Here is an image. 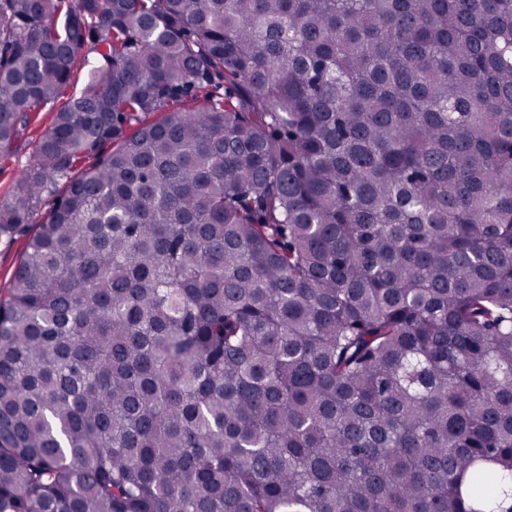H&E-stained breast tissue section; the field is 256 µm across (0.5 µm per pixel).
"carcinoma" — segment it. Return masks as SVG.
Wrapping results in <instances>:
<instances>
[{
    "label": "carcinoma",
    "instance_id": "carcinoma-1",
    "mask_svg": "<svg viewBox=\"0 0 512 512\" xmlns=\"http://www.w3.org/2000/svg\"><path fill=\"white\" fill-rule=\"evenodd\" d=\"M78 69L0 512H512V0H0V154Z\"/></svg>",
    "mask_w": 512,
    "mask_h": 512
}]
</instances>
